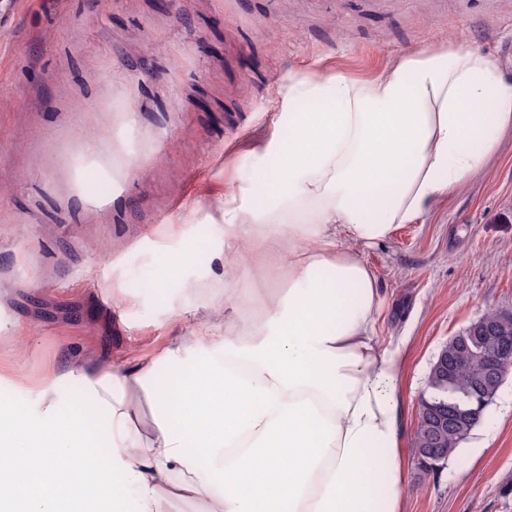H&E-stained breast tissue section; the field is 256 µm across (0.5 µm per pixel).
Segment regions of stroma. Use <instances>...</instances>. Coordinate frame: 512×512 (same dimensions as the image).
I'll return each mask as SVG.
<instances>
[{
	"label": "stroma",
	"mask_w": 512,
	"mask_h": 512,
	"mask_svg": "<svg viewBox=\"0 0 512 512\" xmlns=\"http://www.w3.org/2000/svg\"><path fill=\"white\" fill-rule=\"evenodd\" d=\"M443 35L512 74V0H0V401L34 411L51 368L131 371L242 321L210 310L208 253L152 289L161 257L221 244L225 191L288 134L292 75L370 79ZM359 253L374 334L401 350L402 512H512V373L441 467L413 445L439 350L487 308L512 313V131L459 193Z\"/></svg>",
	"instance_id": "stroma-1"
}]
</instances>
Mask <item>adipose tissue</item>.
<instances>
[{
	"mask_svg": "<svg viewBox=\"0 0 512 512\" xmlns=\"http://www.w3.org/2000/svg\"><path fill=\"white\" fill-rule=\"evenodd\" d=\"M285 96L274 164L224 194L215 280L247 318L201 327L192 356L49 371L37 413L1 402L0 512H166L177 496L208 512H400L401 353L373 333L378 276L357 247L485 167L512 130V78L443 38L368 80L295 76ZM282 264L286 293L240 287L242 268ZM66 381L84 391L64 409Z\"/></svg>",
	"mask_w": 512,
	"mask_h": 512,
	"instance_id": "obj_1",
	"label": "adipose tissue"
}]
</instances>
